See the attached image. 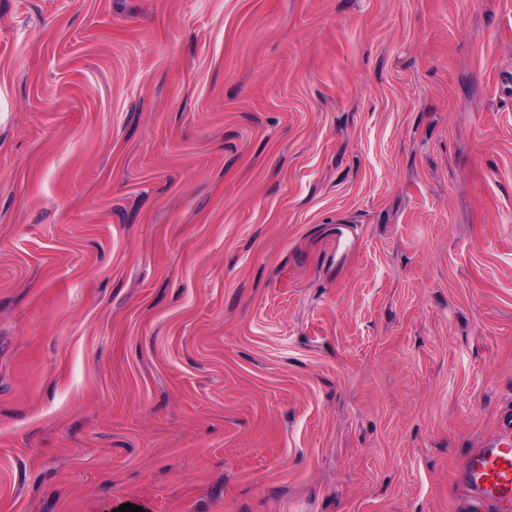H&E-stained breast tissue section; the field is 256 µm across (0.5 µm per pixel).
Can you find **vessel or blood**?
<instances>
[{"instance_id": "1", "label": "vessel or blood", "mask_w": 512, "mask_h": 512, "mask_svg": "<svg viewBox=\"0 0 512 512\" xmlns=\"http://www.w3.org/2000/svg\"><path fill=\"white\" fill-rule=\"evenodd\" d=\"M456 483L467 512H512V415L501 435L469 452Z\"/></svg>"}]
</instances>
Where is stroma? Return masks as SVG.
Segmentation results:
<instances>
[{
	"label": "stroma",
	"mask_w": 512,
	"mask_h": 512,
	"mask_svg": "<svg viewBox=\"0 0 512 512\" xmlns=\"http://www.w3.org/2000/svg\"><path fill=\"white\" fill-rule=\"evenodd\" d=\"M512 410V0H0V512H452Z\"/></svg>",
	"instance_id": "1"
}]
</instances>
